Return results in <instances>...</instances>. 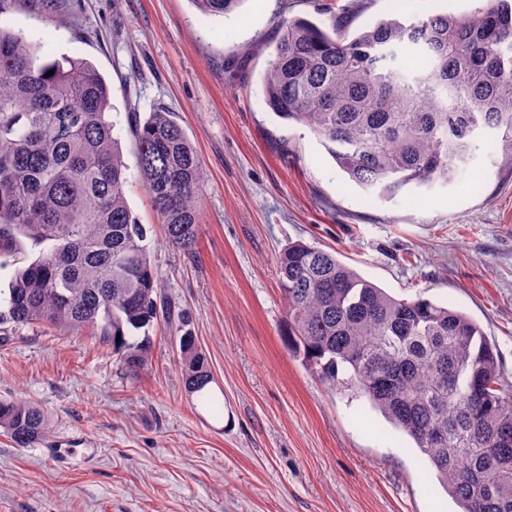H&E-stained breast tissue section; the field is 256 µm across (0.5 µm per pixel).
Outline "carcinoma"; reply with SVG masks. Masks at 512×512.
Returning <instances> with one entry per match:
<instances>
[{
  "label": "carcinoma",
  "mask_w": 512,
  "mask_h": 512,
  "mask_svg": "<svg viewBox=\"0 0 512 512\" xmlns=\"http://www.w3.org/2000/svg\"><path fill=\"white\" fill-rule=\"evenodd\" d=\"M193 2L224 16L241 0ZM409 48L429 66L398 60ZM49 51L43 37L0 27V254L22 237L39 249L0 290V343L25 328L91 327L137 372L151 343L134 332L160 320L183 328L187 318L158 296L149 228L127 204L106 118L108 84L88 61ZM263 84L277 117L309 127L350 181L384 198L454 181L472 159V135L486 129L494 166L512 175V0L461 17L380 20L350 40L336 23L327 32L290 19ZM135 136L167 239L191 251L204 180L196 150L160 109ZM278 267L288 345L321 381L366 397L409 436L460 512H512V397L480 326L426 298L398 299L314 246H288ZM179 347L187 391L212 405L207 357L189 332ZM48 428L40 406L0 401V431L16 445Z\"/></svg>",
  "instance_id": "1"
}]
</instances>
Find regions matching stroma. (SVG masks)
Returning <instances> with one entry per match:
<instances>
[{"instance_id":"1","label":"stroma","mask_w":512,"mask_h":512,"mask_svg":"<svg viewBox=\"0 0 512 512\" xmlns=\"http://www.w3.org/2000/svg\"><path fill=\"white\" fill-rule=\"evenodd\" d=\"M481 0H13L0 26L48 37L111 89L124 187L165 301L189 319L220 410L187 392L179 343L150 329L133 373L90 330L33 328L0 345V400L43 408L22 448L0 434V512H459L414 442L291 351L277 261L302 241L397 298L471 316L512 391V179L481 139L459 180L384 199L349 181L307 127L269 111L263 78L285 20L355 36L382 19L462 15ZM173 112L205 173L193 252L171 246L139 172L135 126ZM55 448L76 449L58 461ZM96 449L94 458L80 456Z\"/></svg>"}]
</instances>
